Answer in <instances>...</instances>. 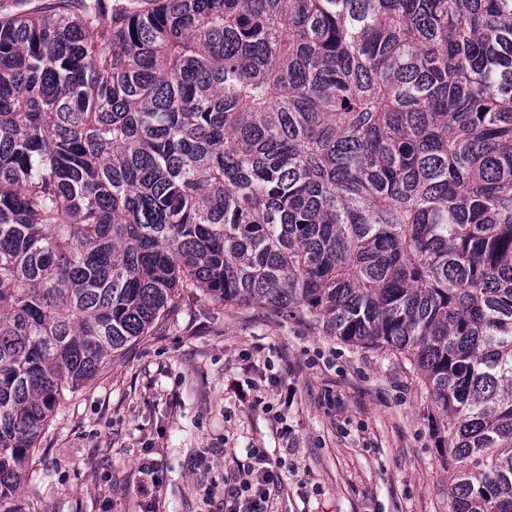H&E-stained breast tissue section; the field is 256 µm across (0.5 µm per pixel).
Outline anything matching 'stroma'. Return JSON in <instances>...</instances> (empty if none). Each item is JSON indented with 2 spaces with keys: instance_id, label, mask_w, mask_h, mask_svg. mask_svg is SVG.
<instances>
[{
  "instance_id": "obj_1",
  "label": "stroma",
  "mask_w": 512,
  "mask_h": 512,
  "mask_svg": "<svg viewBox=\"0 0 512 512\" xmlns=\"http://www.w3.org/2000/svg\"><path fill=\"white\" fill-rule=\"evenodd\" d=\"M293 400L290 436L241 390ZM430 402L409 365L358 349L312 322L186 292L150 335L67 395L27 467L22 512H143V457L163 481L160 512H216L225 470L248 448H292L280 512H450L448 467ZM218 449L208 468L196 466Z\"/></svg>"
}]
</instances>
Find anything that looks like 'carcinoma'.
<instances>
[{"instance_id":"obj_1","label":"carcinoma","mask_w":512,"mask_h":512,"mask_svg":"<svg viewBox=\"0 0 512 512\" xmlns=\"http://www.w3.org/2000/svg\"><path fill=\"white\" fill-rule=\"evenodd\" d=\"M184 288L392 352L450 512H512V0L0 15V512Z\"/></svg>"}]
</instances>
